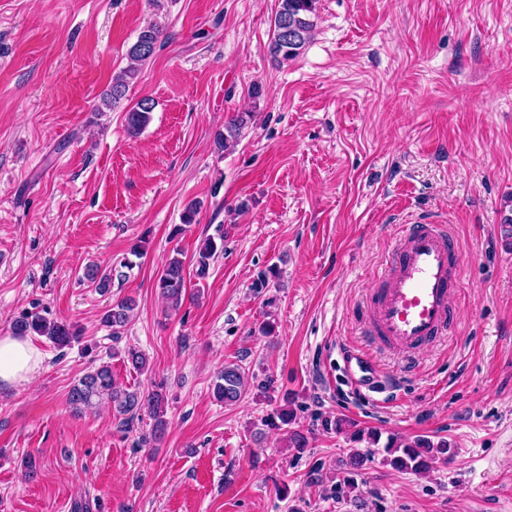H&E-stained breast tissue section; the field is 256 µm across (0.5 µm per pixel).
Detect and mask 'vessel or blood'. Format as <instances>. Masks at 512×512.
Returning <instances> with one entry per match:
<instances>
[{"instance_id": "obj_1", "label": "vessel or blood", "mask_w": 512, "mask_h": 512, "mask_svg": "<svg viewBox=\"0 0 512 512\" xmlns=\"http://www.w3.org/2000/svg\"><path fill=\"white\" fill-rule=\"evenodd\" d=\"M463 266L448 225H408L369 295L370 336L400 352L414 353L452 331L458 320L452 296L461 285ZM342 355L351 383L376 388L372 361L348 348Z\"/></svg>"}]
</instances>
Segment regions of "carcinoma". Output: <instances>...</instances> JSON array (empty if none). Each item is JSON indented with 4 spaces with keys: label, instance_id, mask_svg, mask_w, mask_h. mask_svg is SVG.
Listing matches in <instances>:
<instances>
[{
    "label": "carcinoma",
    "instance_id": "obj_1",
    "mask_svg": "<svg viewBox=\"0 0 512 512\" xmlns=\"http://www.w3.org/2000/svg\"><path fill=\"white\" fill-rule=\"evenodd\" d=\"M317 0H280V8L274 18V36L270 52L276 57L289 61L297 58L309 42L315 29L312 15L316 11ZM159 32L153 27L143 29L137 41L129 50L131 59L142 62L148 60L155 52ZM137 76V69L131 67L112 79L110 93L103 98L104 105L111 107L123 96L129 81ZM155 103L144 98L126 112V129L130 135L138 134L147 124ZM241 119H233L224 127V132L217 135L219 148L228 149L238 140ZM224 250V237L204 239L195 256V275L199 279L207 276L210 260ZM86 279L101 292L107 291L112 284V275L96 265H90L85 272ZM158 295L163 301L178 308L187 288L185 264L179 255L171 256L164 264L155 283ZM135 300L126 297L106 309L101 316L103 326L112 329L117 336L129 324L134 311ZM15 336H43L60 348L67 347L80 339L81 331L63 321H50L38 313H25L12 323ZM247 380L241 368L229 364L218 373L214 393L218 400L233 404L238 402L246 390ZM67 403L76 414L94 410L103 404L109 405L115 414L125 423L134 421L142 415L154 420L152 437L159 439L164 435L167 422L165 416V399L162 391L140 392L130 390L118 384L112 376V367L102 364L87 371L70 388ZM449 448L445 441L437 444L425 438L412 441L390 438L384 452L385 461L400 471L423 472L429 469L434 454H444Z\"/></svg>",
    "mask_w": 512,
    "mask_h": 512
}]
</instances>
